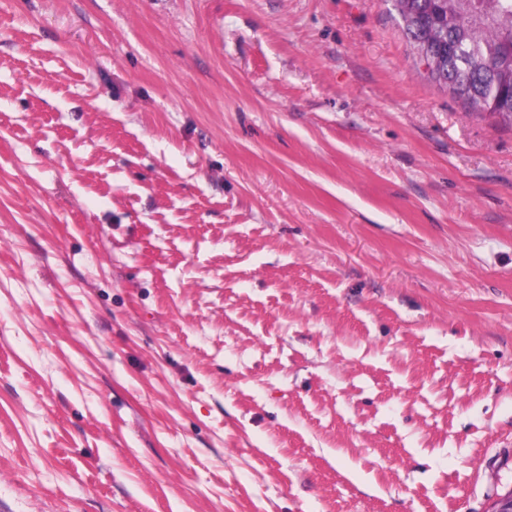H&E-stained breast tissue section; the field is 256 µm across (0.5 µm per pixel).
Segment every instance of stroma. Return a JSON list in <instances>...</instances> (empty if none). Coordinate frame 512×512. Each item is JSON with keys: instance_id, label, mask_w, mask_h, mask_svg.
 Segmentation results:
<instances>
[{"instance_id": "stroma-1", "label": "stroma", "mask_w": 512, "mask_h": 512, "mask_svg": "<svg viewBox=\"0 0 512 512\" xmlns=\"http://www.w3.org/2000/svg\"><path fill=\"white\" fill-rule=\"evenodd\" d=\"M512 127L390 0H0V512H489ZM443 69L444 79L429 74L434 82L448 88L449 92L462 99L473 112L484 113L486 112V106H489L491 102H498L500 109H506L510 112H498L497 114L501 115L503 122L512 124V95L509 88H500L485 77L473 74L468 76L457 72L453 58L448 56V53L444 58ZM465 82H468L471 88L466 93H458L451 87V84L463 85Z\"/></svg>"}]
</instances>
